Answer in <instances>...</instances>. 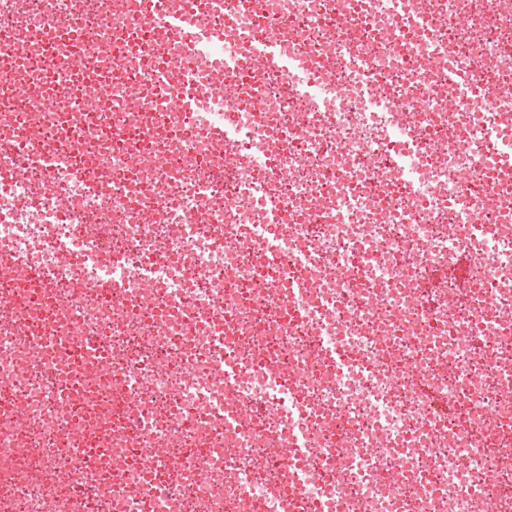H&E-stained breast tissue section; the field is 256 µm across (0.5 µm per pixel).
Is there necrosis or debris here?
Returning <instances> with one entry per match:
<instances>
[{
	"instance_id": "4bbe7bcc",
	"label": "necrosis or debris",
	"mask_w": 512,
	"mask_h": 512,
	"mask_svg": "<svg viewBox=\"0 0 512 512\" xmlns=\"http://www.w3.org/2000/svg\"><path fill=\"white\" fill-rule=\"evenodd\" d=\"M333 6L266 0L264 37L332 80L307 98L249 71L253 115L216 84L247 131L220 149L125 74L138 0H0V136L55 158L0 147V171L25 172L0 190V512H512V162L489 158L512 124V0H347L340 25ZM49 15L80 19L82 45L43 51ZM72 58L112 75L100 109L39 104ZM461 249L468 282L421 302ZM76 333L96 347L73 353ZM231 397L274 412L231 420Z\"/></svg>"
}]
</instances>
